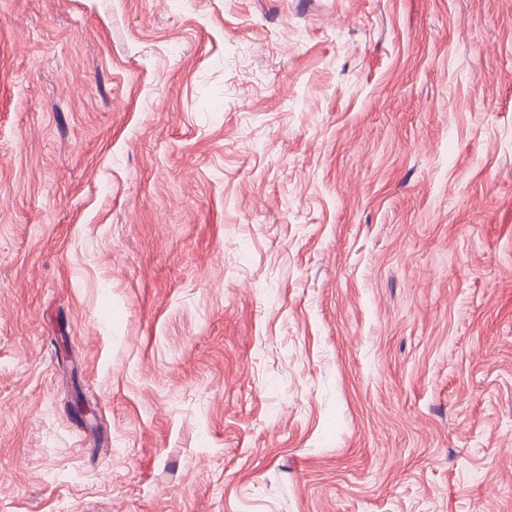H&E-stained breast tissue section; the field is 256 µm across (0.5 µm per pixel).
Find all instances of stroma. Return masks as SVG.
<instances>
[{"mask_svg": "<svg viewBox=\"0 0 512 512\" xmlns=\"http://www.w3.org/2000/svg\"><path fill=\"white\" fill-rule=\"evenodd\" d=\"M512 512V0H0V512Z\"/></svg>", "mask_w": 512, "mask_h": 512, "instance_id": "stroma-1", "label": "stroma"}]
</instances>
